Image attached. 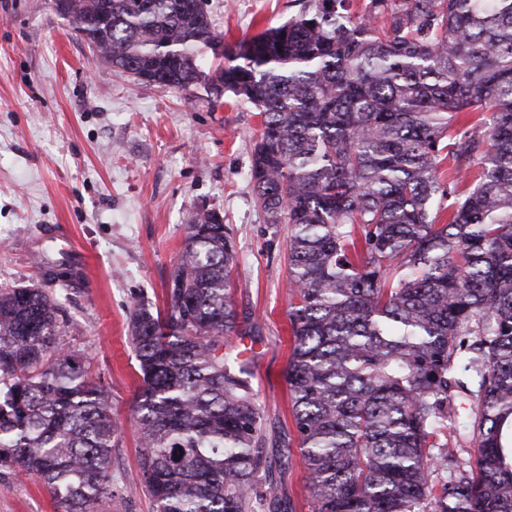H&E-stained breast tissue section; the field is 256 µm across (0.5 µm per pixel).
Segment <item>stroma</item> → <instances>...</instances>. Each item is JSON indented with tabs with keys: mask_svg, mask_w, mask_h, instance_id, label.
<instances>
[{
	"mask_svg": "<svg viewBox=\"0 0 512 512\" xmlns=\"http://www.w3.org/2000/svg\"><path fill=\"white\" fill-rule=\"evenodd\" d=\"M215 29L231 45L296 15L299 0H207ZM261 134L255 108L210 96L137 84L94 62L51 0H0V289L40 286L24 250L47 226L80 250L89 276L71 290L61 338L112 391L118 425L113 495L95 512H155L143 487L135 401L142 386L128 320L135 303L164 306L187 224L217 212L235 243L230 275L240 315L258 320L253 387L269 438L295 435L286 372L288 225L271 224L249 178ZM292 512H311L299 449L278 459ZM0 512H58L43 481L16 470L0 480Z\"/></svg>",
	"mask_w": 512,
	"mask_h": 512,
	"instance_id": "1",
	"label": "stroma"
}]
</instances>
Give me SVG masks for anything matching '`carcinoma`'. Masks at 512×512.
<instances>
[{
    "label": "carcinoma",
    "mask_w": 512,
    "mask_h": 512,
    "mask_svg": "<svg viewBox=\"0 0 512 512\" xmlns=\"http://www.w3.org/2000/svg\"><path fill=\"white\" fill-rule=\"evenodd\" d=\"M350 2L306 0L232 49L205 0H65L93 57L146 86L194 87L222 45L208 90L259 112L250 181L290 225L296 440L266 448L254 360L228 341L262 331L231 298L218 213L187 224L164 309L130 312L156 512H285L272 457L293 445L312 512H512V0ZM56 281L0 291V478L95 512L117 426L60 345L76 274Z\"/></svg>",
    "instance_id": "1"
}]
</instances>
